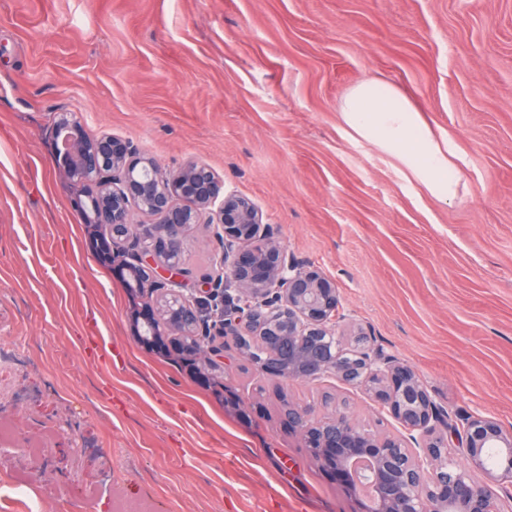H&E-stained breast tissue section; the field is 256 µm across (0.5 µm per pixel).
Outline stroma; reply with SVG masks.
<instances>
[{
    "label": "stroma",
    "instance_id": "1",
    "mask_svg": "<svg viewBox=\"0 0 512 512\" xmlns=\"http://www.w3.org/2000/svg\"><path fill=\"white\" fill-rule=\"evenodd\" d=\"M366 78L451 139L454 202L344 129ZM60 112L163 169L209 165L454 422L512 427V0H0V337L31 352L0 420L42 440L54 477L16 493L31 459L1 457L0 512H110L119 495L152 512H362L282 407L400 431L364 388L267 375L233 338L206 384L140 343L124 258H102L56 164ZM218 251L212 229L187 231L196 272Z\"/></svg>",
    "mask_w": 512,
    "mask_h": 512
}]
</instances>
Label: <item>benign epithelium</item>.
Returning a JSON list of instances; mask_svg holds the SVG:
<instances>
[{
	"label": "benign epithelium",
	"mask_w": 512,
	"mask_h": 512,
	"mask_svg": "<svg viewBox=\"0 0 512 512\" xmlns=\"http://www.w3.org/2000/svg\"><path fill=\"white\" fill-rule=\"evenodd\" d=\"M53 131L58 166L76 189L73 203L90 208L87 223L108 230L103 249L123 248L143 323L164 341L159 351L179 352L187 336H230L271 376L332 374L365 388L403 434L370 431L340 409L318 421L307 407L284 410L329 478L364 497L362 512H512V428L483 416L456 427L416 374L380 348L356 351L345 365L336 283L288 254L252 201L226 191L203 163L167 171L128 140L87 137L74 114H61ZM134 208L154 223L135 225ZM193 224L213 228L220 271L187 297L182 241ZM196 349L205 369L224 371V348Z\"/></svg>",
	"instance_id": "benign-epithelium-1"
}]
</instances>
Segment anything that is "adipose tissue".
<instances>
[{
  "label": "adipose tissue",
  "instance_id": "ef3b65f1",
  "mask_svg": "<svg viewBox=\"0 0 512 512\" xmlns=\"http://www.w3.org/2000/svg\"><path fill=\"white\" fill-rule=\"evenodd\" d=\"M339 110L345 128L374 145L422 183L435 203L455 201L460 156L447 135H435L420 111L398 88L376 79L353 86Z\"/></svg>",
  "mask_w": 512,
  "mask_h": 512
}]
</instances>
